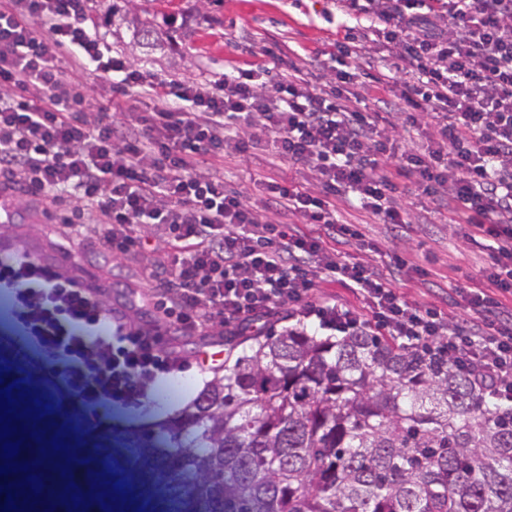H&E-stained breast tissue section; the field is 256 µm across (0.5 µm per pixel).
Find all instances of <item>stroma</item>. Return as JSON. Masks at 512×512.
Instances as JSON below:
<instances>
[{"instance_id":"1","label":"stroma","mask_w":512,"mask_h":512,"mask_svg":"<svg viewBox=\"0 0 512 512\" xmlns=\"http://www.w3.org/2000/svg\"><path fill=\"white\" fill-rule=\"evenodd\" d=\"M108 2L87 0L85 26L101 32L109 54L125 56L166 82L216 81L236 69L263 65L274 83L314 69L331 76L340 67L333 49L341 23L338 0H130L131 13L145 10L150 17L171 19L177 52L149 56L130 44L125 27L108 13ZM291 168L288 160L264 153L255 160H228L224 185L255 202L261 197V180L287 174ZM415 205L422 214L411 226L406 245L395 240L390 226L373 223L364 211L342 202L336 209L340 220L358 225L367 241L401 252L408 267L397 286L408 301L444 312L456 289L478 279L487 255L450 230L447 214L428 207L426 199H416ZM69 214L64 203L21 201L17 220L0 226V256L25 252L38 257L51 252L62 277L92 285L100 304L120 312L131 327L149 332L165 322L164 312L147 297L149 275L167 254L155 225L137 227L144 240L142 250L109 255L93 236L70 235L65 225ZM421 268L427 270V277L418 276ZM228 345L237 354L243 349L238 336L215 335L207 345L193 339L177 341L182 360L178 371L148 386L138 404L83 406L86 423L122 431L178 410L212 379L217 365L210 362V354Z\"/></svg>"}]
</instances>
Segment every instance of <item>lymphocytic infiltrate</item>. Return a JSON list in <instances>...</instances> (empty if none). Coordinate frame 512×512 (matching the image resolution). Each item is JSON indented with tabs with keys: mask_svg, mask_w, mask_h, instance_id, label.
<instances>
[{
	"mask_svg": "<svg viewBox=\"0 0 512 512\" xmlns=\"http://www.w3.org/2000/svg\"><path fill=\"white\" fill-rule=\"evenodd\" d=\"M343 4L349 23L336 53L354 68L321 92L315 74L268 87L260 67L213 84L155 83L126 57L104 55L81 22L84 0H0V192L76 198L98 211L96 239L113 254L140 246L137 225H163L171 260L156 267L152 299L177 331L218 324L242 336L284 315L313 316L340 336L435 345L481 390L512 395V0ZM365 35L373 52L359 47ZM65 57L79 74L112 73L115 94L148 96L152 110L87 118L62 79ZM382 60L396 80L369 111L355 74ZM410 127L424 130L423 142L404 138ZM259 150L298 173L264 181L253 204L226 190L222 164ZM403 178L489 258L446 314L405 300L396 252L369 265L335 248L364 240L339 219L340 201L407 240L417 215L396 194ZM327 279L352 288L362 310L323 298ZM4 289L26 335L84 403L134 404L180 364L160 335L113 321L87 289L29 254L0 259Z\"/></svg>",
	"mask_w": 512,
	"mask_h": 512,
	"instance_id": "f902f5d3",
	"label": "lymphocytic infiltrate"
}]
</instances>
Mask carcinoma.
<instances>
[{
  "label": "carcinoma",
  "mask_w": 512,
  "mask_h": 512,
  "mask_svg": "<svg viewBox=\"0 0 512 512\" xmlns=\"http://www.w3.org/2000/svg\"><path fill=\"white\" fill-rule=\"evenodd\" d=\"M165 24L127 21L130 42L165 49ZM0 378L16 384L12 409H40L22 422L41 437L34 464L51 470L41 492L55 512H111L102 485L122 492L121 512H512V404L427 345L305 325L253 336L185 407L121 433L81 430L1 336ZM55 436L71 461L53 460Z\"/></svg>",
  "instance_id": "1"
}]
</instances>
